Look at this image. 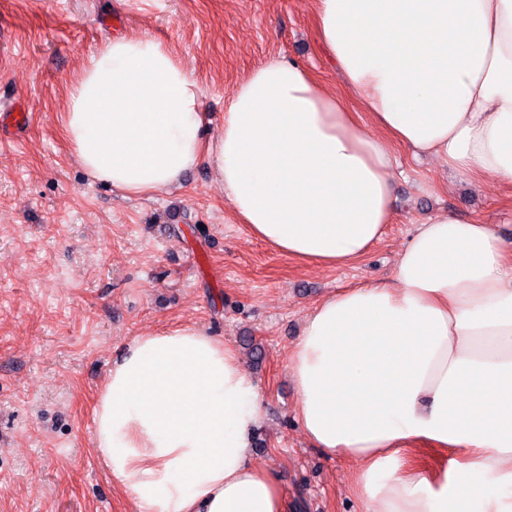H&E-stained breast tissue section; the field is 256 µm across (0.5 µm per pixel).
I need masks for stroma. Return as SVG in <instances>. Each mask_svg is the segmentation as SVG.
Here are the masks:
<instances>
[{"label":"stroma","instance_id":"1","mask_svg":"<svg viewBox=\"0 0 512 512\" xmlns=\"http://www.w3.org/2000/svg\"><path fill=\"white\" fill-rule=\"evenodd\" d=\"M120 34L173 50L212 135L232 88L274 59L344 93L310 0H0V113L28 107L0 143V512H134L92 447V407L133 337L187 323L229 343L257 386L250 454L287 512H360L354 464L314 448L296 420L287 365L304 318L345 287L390 281L437 212L480 219L512 246V183L476 186L396 147L392 222L343 268L255 238L204 164L180 189L122 196L77 163L60 122L85 57Z\"/></svg>","mask_w":512,"mask_h":512}]
</instances>
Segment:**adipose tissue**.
<instances>
[{
    "mask_svg": "<svg viewBox=\"0 0 512 512\" xmlns=\"http://www.w3.org/2000/svg\"><path fill=\"white\" fill-rule=\"evenodd\" d=\"M318 41L360 112L292 60L254 69L207 136L201 89L174 53L117 36L87 56L62 130L97 181L128 195L207 164L254 236L336 267L382 239L393 148L512 183V0H312ZM296 419L354 461L364 512H512V247L442 211L400 250L392 280L338 291L289 355ZM92 443L135 512H284L251 459L260 394L236 351L191 324L135 337L94 408ZM452 450L442 473L407 466ZM407 459L408 462L414 466L426 469L431 473H437L448 463V450L422 445L420 448L412 449Z\"/></svg>",
    "mask_w": 512,
    "mask_h": 512,
    "instance_id": "1",
    "label": "adipose tissue"
}]
</instances>
